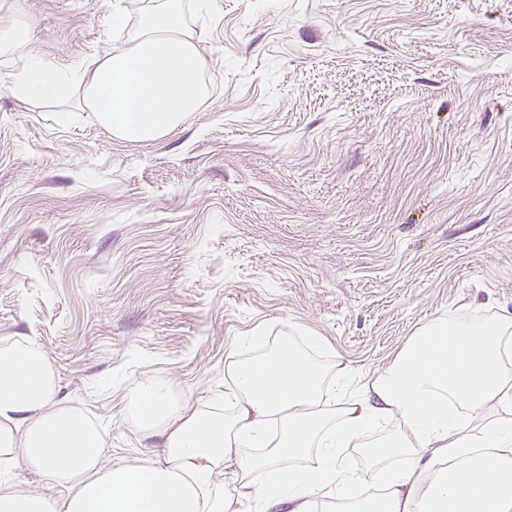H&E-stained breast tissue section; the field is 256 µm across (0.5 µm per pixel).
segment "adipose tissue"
Wrapping results in <instances>:
<instances>
[{
    "instance_id": "obj_1",
    "label": "adipose tissue",
    "mask_w": 512,
    "mask_h": 512,
    "mask_svg": "<svg viewBox=\"0 0 512 512\" xmlns=\"http://www.w3.org/2000/svg\"><path fill=\"white\" fill-rule=\"evenodd\" d=\"M204 59L186 31L182 0H156L123 50H107L60 72L23 67L17 96L59 102L81 96L98 122L125 140L166 136L198 111ZM512 316L470 325L436 319L382 372L349 396L350 370H324L293 343L234 363L225 397L232 413L209 415L150 383L128 406L137 427L162 439L161 461L102 464V436L84 409L61 404L56 374L36 345L0 346V465L22 462L54 499L0 479V512H512ZM376 435L371 465L351 467L345 450ZM414 457L410 469L388 467ZM266 478L255 482V472ZM385 487L361 497L366 477Z\"/></svg>"
}]
</instances>
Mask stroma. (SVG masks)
Listing matches in <instances>:
<instances>
[{
    "label": "stroma",
    "instance_id": "35a3bbf8",
    "mask_svg": "<svg viewBox=\"0 0 512 512\" xmlns=\"http://www.w3.org/2000/svg\"><path fill=\"white\" fill-rule=\"evenodd\" d=\"M149 0H0L27 60L124 47ZM210 95L113 137L0 65V344L29 340L103 464L158 458L125 399L221 401L248 336L382 371L431 320L512 315V0H210Z\"/></svg>",
    "mask_w": 512,
    "mask_h": 512
}]
</instances>
